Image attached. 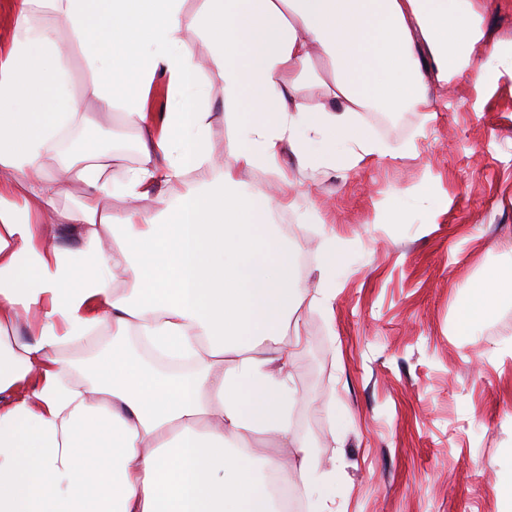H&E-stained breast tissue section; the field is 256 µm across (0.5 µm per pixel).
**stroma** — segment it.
Wrapping results in <instances>:
<instances>
[{
  "mask_svg": "<svg viewBox=\"0 0 512 512\" xmlns=\"http://www.w3.org/2000/svg\"><path fill=\"white\" fill-rule=\"evenodd\" d=\"M484 29L512 55V0H484ZM436 115L366 112L368 132L409 156L378 158L302 181L286 232L299 271L307 336L293 369L300 405L293 435L317 442L336 468V512H501L498 461L512 451V306L472 335L459 331L468 286L512 260V72L501 70L483 108L436 89ZM112 134L114 169L140 158L135 130L95 102L62 146ZM405 196L407 216L375 221ZM322 204L342 240L331 310H309L318 273Z\"/></svg>",
  "mask_w": 512,
  "mask_h": 512,
  "instance_id": "1",
  "label": "stroma"
}]
</instances>
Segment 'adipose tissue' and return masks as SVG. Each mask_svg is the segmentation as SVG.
<instances>
[{"instance_id":"obj_1","label":"adipose tissue","mask_w":512,"mask_h":512,"mask_svg":"<svg viewBox=\"0 0 512 512\" xmlns=\"http://www.w3.org/2000/svg\"><path fill=\"white\" fill-rule=\"evenodd\" d=\"M12 6L0 53V512H283L271 480L287 479L288 464L254 446L259 435L291 442L303 342L288 334L297 249L264 223L293 205L282 153L301 173L408 155L360 115L430 112L431 82L479 95L498 76L491 61L512 69L486 38L482 0H204L193 15L184 0ZM50 15L91 66L80 91ZM201 30L204 63L190 50ZM319 59L333 78L314 100ZM160 78L175 96L153 112L146 96ZM215 87L230 128L223 161L210 140ZM83 99L121 108L138 130L141 161L122 177L93 145L55 155ZM247 170L276 180L239 190ZM192 171L212 189L170 201L166 188ZM74 180L85 188L76 207H52ZM112 197L127 201L122 214L102 209ZM52 220L76 225L77 247L46 245ZM504 305L512 266L471 285L461 331ZM141 341L188 368L159 369ZM65 347L82 350L80 384L54 356ZM295 444L300 491L313 512H334L324 460Z\"/></svg>"}]
</instances>
